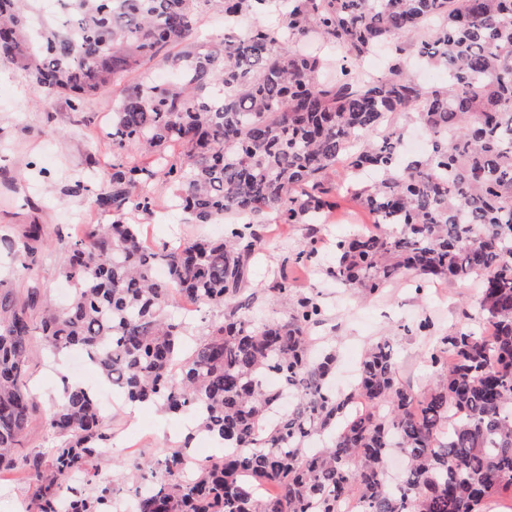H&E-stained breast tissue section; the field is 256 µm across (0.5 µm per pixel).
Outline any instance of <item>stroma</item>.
<instances>
[{"instance_id":"35a3bbf8","label":"stroma","mask_w":512,"mask_h":512,"mask_svg":"<svg viewBox=\"0 0 512 512\" xmlns=\"http://www.w3.org/2000/svg\"><path fill=\"white\" fill-rule=\"evenodd\" d=\"M34 99L35 93L21 71L0 58V236H14L37 224L44 238L53 242L29 270L14 266L0 254V273L14 277L21 288L39 284L47 302L61 304L69 299L70 289L59 276L63 250L56 243L58 236H74L81 233L83 225L105 221L69 188L84 174L87 156L107 159L112 155L111 143L100 132L112 110V96H99L81 113L70 111L62 102L44 108ZM75 211L82 212L81 223H70ZM144 229L157 243L176 236H217L222 232L215 224L185 223L181 216L161 208L154 217L145 219ZM267 230L271 238L257 250L250 270L251 285L261 288L271 286L282 259L300 249L307 235L303 224H271ZM318 287L323 321L310 334L317 342L335 338L336 374L340 377L348 367L357 366L369 344L386 338L394 347L402 378L420 387L429 376L424 353L430 340L405 334L403 324L427 317L438 335L456 326L461 309H468L473 320L481 318L476 304L477 283L472 279L440 281L420 293L411 285L396 282L376 296L326 281L319 282ZM65 378L93 387L100 384L93 367L76 372L63 360H37L34 384L41 409L50 407ZM108 413L111 446L102 455L93 479L99 486L111 484L113 463L125 458L126 442L136 428L144 430L138 456L154 458L167 445L181 440L188 426L187 420L164 415L151 406L131 410L117 402Z\"/></svg>"}]
</instances>
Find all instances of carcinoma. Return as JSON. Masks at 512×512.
<instances>
[{
  "mask_svg": "<svg viewBox=\"0 0 512 512\" xmlns=\"http://www.w3.org/2000/svg\"><path fill=\"white\" fill-rule=\"evenodd\" d=\"M43 2L0 0V53L46 107L82 112L119 87L102 130L112 162L71 188L109 222L65 241L63 306L0 275V471L37 411V339L54 355L80 350L128 403L190 418L224 453L196 460L187 438L117 463V483L89 495L67 475L90 478L111 434L94 391L65 382L45 416L56 446L23 458L31 512H60L64 497L69 512H115L122 499L133 512H336L344 498L358 512L512 510V0H217L224 37L204 41L192 34L210 0H58L52 13ZM273 7L276 26L263 21ZM384 46L383 73L360 68ZM159 55L171 82L123 83ZM412 56L446 83L416 80ZM400 117L429 133L416 158L401 153ZM158 175L192 223L232 219L224 238L143 247L131 214L154 211ZM342 191L384 230L336 241L326 277L368 295L480 280L495 335L464 321L435 337L422 391L402 382L386 340L344 393L330 381L335 348L309 354L323 308L287 268L315 265L319 223ZM263 216L309 226L265 291L280 316L247 292ZM48 247L38 224L0 236L27 270ZM183 299L223 312L189 350L171 313ZM285 389L294 402L282 413ZM393 448L407 461L396 480Z\"/></svg>",
  "mask_w": 512,
  "mask_h": 512,
  "instance_id": "obj_1",
  "label": "carcinoma"
}]
</instances>
